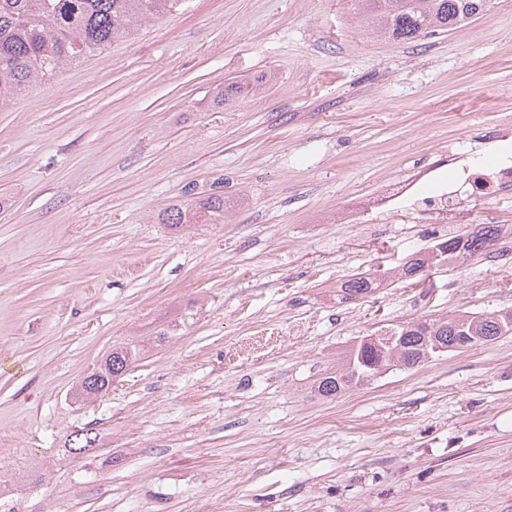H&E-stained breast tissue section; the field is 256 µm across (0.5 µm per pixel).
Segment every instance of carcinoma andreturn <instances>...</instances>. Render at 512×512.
I'll return each instance as SVG.
<instances>
[{
    "instance_id": "carcinoma-1",
    "label": "carcinoma",
    "mask_w": 512,
    "mask_h": 512,
    "mask_svg": "<svg viewBox=\"0 0 512 512\" xmlns=\"http://www.w3.org/2000/svg\"><path fill=\"white\" fill-rule=\"evenodd\" d=\"M181 0H0V112L13 106L30 86L53 80L62 69L96 56L121 39L136 34L143 23L171 14ZM354 19L365 31L396 41L448 33L489 12L495 0H348ZM273 79L271 73L224 84L216 103L227 105L254 96ZM224 219V195L214 193L173 207L159 217L162 224H215ZM502 236L497 224L448 237L442 242L440 262L487 252ZM379 287L374 280L355 277L341 288L343 297L368 294ZM189 305L180 316L156 328L146 339L138 337L112 347L101 364L83 377L74 397L86 400L107 391L145 354L146 344L160 346L177 337L194 316ZM377 342L361 343L349 352L345 364L318 381L325 397L367 385L393 367L413 368L434 355L439 345L448 351L489 345L512 335V311L464 313L448 319H420L390 325ZM98 436L73 432L69 453L94 448Z\"/></svg>"
}]
</instances>
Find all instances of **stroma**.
I'll use <instances>...</instances> for the list:
<instances>
[{
    "mask_svg": "<svg viewBox=\"0 0 512 512\" xmlns=\"http://www.w3.org/2000/svg\"><path fill=\"white\" fill-rule=\"evenodd\" d=\"M272 72L256 96L224 83ZM512 0L411 42L346 0H184L0 112V494L20 512H512V335L324 397L386 324L512 309V238L405 276L444 234L512 224H340L426 168L512 156ZM461 165L448 164L447 152ZM224 189L217 224L159 213ZM364 273L375 292L339 301ZM183 334L111 389L72 391L114 344L190 302ZM97 433L89 455L71 433Z\"/></svg>",
    "mask_w": 512,
    "mask_h": 512,
    "instance_id": "35a3bbf8",
    "label": "stroma"
}]
</instances>
